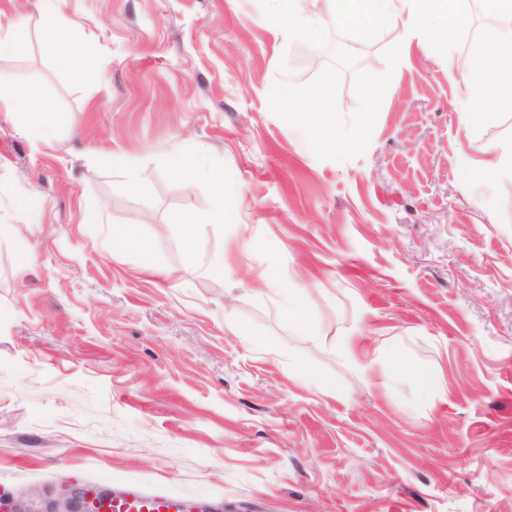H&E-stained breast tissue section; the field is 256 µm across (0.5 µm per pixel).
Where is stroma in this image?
Masks as SVG:
<instances>
[{
  "mask_svg": "<svg viewBox=\"0 0 512 512\" xmlns=\"http://www.w3.org/2000/svg\"><path fill=\"white\" fill-rule=\"evenodd\" d=\"M467 6L461 45L415 35L393 68L394 31L325 23L358 56L344 116L357 70L392 75L367 149L337 161L270 110L277 80L329 61L260 0H0V38L24 25L0 54L1 496L135 485L208 512H512V183L476 174L512 153V109L490 97V123L463 122L460 77L497 25ZM47 14L92 61L46 50ZM12 86L56 112L47 137L5 105ZM213 174L225 221L190 248ZM295 356L327 387L297 380ZM283 301L289 319L299 323L303 327L305 333L308 336H313L315 338L321 336L319 326L316 325L307 317L303 309L298 305V303L295 300H293L290 297L288 298V292L286 295H284Z\"/></svg>",
  "mask_w": 512,
  "mask_h": 512,
  "instance_id": "1",
  "label": "stroma"
}]
</instances>
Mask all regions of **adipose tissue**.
<instances>
[{
  "label": "adipose tissue",
  "mask_w": 512,
  "mask_h": 512,
  "mask_svg": "<svg viewBox=\"0 0 512 512\" xmlns=\"http://www.w3.org/2000/svg\"><path fill=\"white\" fill-rule=\"evenodd\" d=\"M490 9L502 18L493 41L476 56L472 69L461 82L470 95L493 94L498 100H512V0H487ZM14 111L24 113L32 127L51 130L56 122L49 105L32 89L15 88L8 98Z\"/></svg>",
  "instance_id": "1"
}]
</instances>
